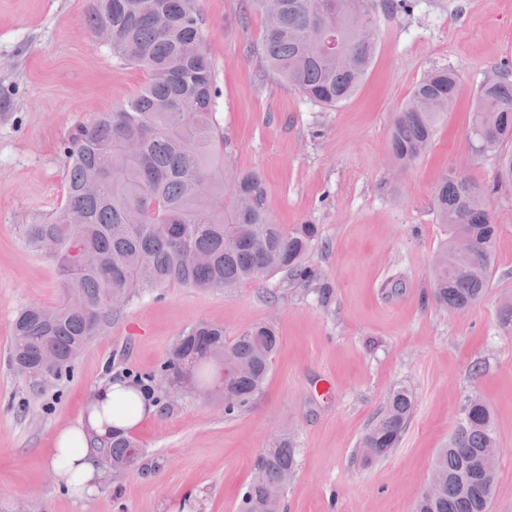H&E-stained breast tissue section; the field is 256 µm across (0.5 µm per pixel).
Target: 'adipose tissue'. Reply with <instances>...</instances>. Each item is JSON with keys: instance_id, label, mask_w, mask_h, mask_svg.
Masks as SVG:
<instances>
[{"instance_id": "obj_1", "label": "adipose tissue", "mask_w": 512, "mask_h": 512, "mask_svg": "<svg viewBox=\"0 0 512 512\" xmlns=\"http://www.w3.org/2000/svg\"><path fill=\"white\" fill-rule=\"evenodd\" d=\"M127 390L126 381L120 379L97 388L81 418L55 434L48 452L50 465L53 472L65 480L73 495L84 496L101 474L95 461L96 440L111 436L113 430L133 427V420L116 411L117 397Z\"/></svg>"}]
</instances>
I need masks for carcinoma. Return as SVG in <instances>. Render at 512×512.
Returning <instances> with one entry per match:
<instances>
[{
  "instance_id": "obj_1",
  "label": "carcinoma",
  "mask_w": 512,
  "mask_h": 512,
  "mask_svg": "<svg viewBox=\"0 0 512 512\" xmlns=\"http://www.w3.org/2000/svg\"><path fill=\"white\" fill-rule=\"evenodd\" d=\"M249 2L264 20L259 53L288 86L325 107L358 91L379 42L373 0H351L364 6L359 31L344 8L323 15L326 0ZM82 23L93 33L111 26L112 55L145 69L148 80L125 105L71 132L64 143L63 204L46 221L27 225L28 245L54 260L62 287L56 305H31L14 323L10 361L19 372L36 371L46 355L55 359L52 376L31 380L36 392L69 371L75 352L137 291L175 283L236 288L279 273L309 278L303 262L318 239L314 224L276 223L261 176L235 173L224 161L199 0H95ZM459 91V76L448 69L416 84L392 126L398 167L430 149L448 101L457 100ZM468 135L477 153L495 155L500 181L512 185L511 76L479 88ZM490 194L453 171L436 185L435 207L445 231L431 270L439 306L465 310L485 297L498 234ZM461 233L471 240L463 253L455 247ZM278 347L269 323L228 339L223 326L201 322L172 345L161 374L197 387L210 383L220 363L235 366L216 391L230 395L224 413L232 415L261 392ZM414 405L408 387L393 389L360 447L374 459L389 456ZM102 448L112 458L106 471L114 476L141 455L127 432L112 434ZM498 451L489 407L465 403L413 512H489L496 478L486 479L478 461ZM256 463L264 467V479L247 485L239 512H280L297 451L283 439Z\"/></svg>"
}]
</instances>
